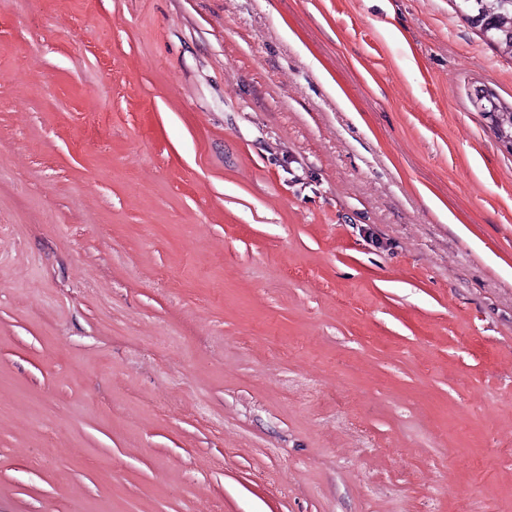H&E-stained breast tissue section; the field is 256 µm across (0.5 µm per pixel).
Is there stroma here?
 Listing matches in <instances>:
<instances>
[{"mask_svg": "<svg viewBox=\"0 0 512 512\" xmlns=\"http://www.w3.org/2000/svg\"><path fill=\"white\" fill-rule=\"evenodd\" d=\"M1 68L0 512H512L453 0H0Z\"/></svg>", "mask_w": 512, "mask_h": 512, "instance_id": "obj_1", "label": "stroma"}]
</instances>
